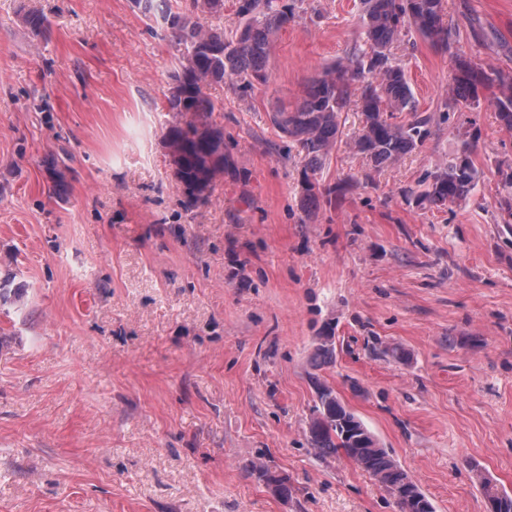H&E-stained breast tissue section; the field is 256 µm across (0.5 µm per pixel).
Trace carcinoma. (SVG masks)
Returning <instances> with one entry per match:
<instances>
[{
	"instance_id": "1",
	"label": "carcinoma",
	"mask_w": 512,
	"mask_h": 512,
	"mask_svg": "<svg viewBox=\"0 0 512 512\" xmlns=\"http://www.w3.org/2000/svg\"><path fill=\"white\" fill-rule=\"evenodd\" d=\"M148 28L160 24L178 52L169 75L167 111L190 112L194 120L169 127L165 141L172 151L175 176L184 189V205L191 209L208 201L216 175L224 172V128L209 121L216 103L206 93L212 83L230 81L245 97L254 83L269 80L268 61L277 33L295 18L288 0H238L239 24L229 30L209 22L224 14V0H134ZM360 41L337 63L312 77L301 100L278 107L270 120L279 136L296 147L303 163L301 208L311 211L329 199L338 186H324L315 176L336 147L339 119L351 102L362 115L354 148L382 168L422 145L429 135L430 117L419 113L404 66L391 52L402 33L412 29L431 45L448 53L454 63L448 100L454 110L479 106L484 92L495 89L493 107L500 123L512 130V69L484 68L454 51L459 29L444 24V0H360ZM23 23L36 37L51 26L47 15L27 11ZM474 144L461 142L456 155L424 180L421 203L440 208L469 196L477 170L471 159ZM499 209L512 224V172L496 190ZM10 277L0 278V306L19 297ZM318 416L309 425V442L318 454L343 450L356 465L383 486L413 483L389 451L377 444L362 445L345 433L338 418L346 407L335 390L315 382ZM483 492L498 501V512H512V496L493 492L479 477Z\"/></svg>"
}]
</instances>
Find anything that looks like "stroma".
Segmentation results:
<instances>
[{
    "instance_id": "obj_1",
    "label": "stroma",
    "mask_w": 512,
    "mask_h": 512,
    "mask_svg": "<svg viewBox=\"0 0 512 512\" xmlns=\"http://www.w3.org/2000/svg\"><path fill=\"white\" fill-rule=\"evenodd\" d=\"M493 31L474 38L461 6ZM51 22L34 37L21 9ZM359 0H298L270 80L207 92L229 165L188 209L165 136L177 51L130 0H0V512H398L343 452L309 445L331 386L434 512L512 495V225L496 204L512 130L457 112L453 62L415 32L393 52L430 135L373 168L342 136L300 207L302 162L269 115L360 39ZM456 47L512 69V0H447ZM477 136L466 202L414 195ZM332 339L330 363L315 359ZM286 477L281 499L255 466Z\"/></svg>"
}]
</instances>
